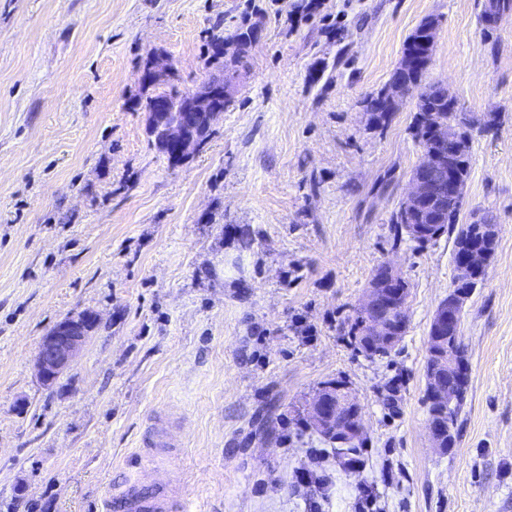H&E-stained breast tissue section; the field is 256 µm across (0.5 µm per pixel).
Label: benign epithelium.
<instances>
[{
	"label": "benign epithelium",
	"instance_id": "7a95c632",
	"mask_svg": "<svg viewBox=\"0 0 512 512\" xmlns=\"http://www.w3.org/2000/svg\"><path fill=\"white\" fill-rule=\"evenodd\" d=\"M512 14V9L502 0H486L483 22L489 28H497L502 18ZM434 49L433 41L418 37L412 41V50L405 65L427 68ZM172 62L160 52L152 53L145 62L142 82L150 88L166 82L173 74ZM238 72L227 77L211 78L208 81L182 92V108L172 113L169 98L162 92L155 94L151 112L148 113L147 131L165 149H175L174 156L183 160L199 143L202 133L212 127L214 121L233 101V89ZM382 96L399 103L406 93L402 82L391 78L382 89ZM422 124L430 131L435 148L423 150L419 166L411 174L408 190L401 200V209L412 213L415 208L426 205L434 207L446 199L462 201L466 183L456 171L460 166L465 143L461 141L456 124H443L436 120L435 113L424 112ZM489 261V252L483 244H468L455 265V278L462 283H471ZM400 274L390 265H383L366 289L361 308L362 336L371 349H392L402 340L407 331L408 319L405 310V290L387 289L400 280ZM468 293H451L437 307L433 317L436 348L431 350L433 364L426 373L432 400L443 407L453 406L459 393L455 387L444 385L441 372L456 367L455 360L448 357V338L461 336V317ZM99 319L89 312L71 315L56 324L42 337L36 357V369L42 382L49 386L74 363L77 353L89 339ZM308 416L316 429L335 439L338 444H352L364 434L360 404L352 392L345 397L336 396L329 388L316 393L308 406ZM429 435L433 447L444 452L450 446V432L433 423L429 424Z\"/></svg>",
	"mask_w": 512,
	"mask_h": 512
}]
</instances>
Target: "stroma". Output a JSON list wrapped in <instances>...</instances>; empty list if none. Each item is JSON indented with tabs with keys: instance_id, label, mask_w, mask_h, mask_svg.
I'll use <instances>...</instances> for the list:
<instances>
[{
	"instance_id": "1",
	"label": "stroma",
	"mask_w": 512,
	"mask_h": 512,
	"mask_svg": "<svg viewBox=\"0 0 512 512\" xmlns=\"http://www.w3.org/2000/svg\"><path fill=\"white\" fill-rule=\"evenodd\" d=\"M482 5L0 0V512H97L133 478L174 480L191 512H512V15L487 36ZM427 18L419 87L474 120L459 221L499 226L463 312L469 387L445 453L424 370L454 236L420 244L392 222L420 156L416 95L383 126L364 107ZM247 30L231 106L170 161L131 108L148 54L186 90L218 72L212 34ZM386 263L410 286L408 328L370 358L348 331ZM81 311L99 325L43 385L42 337ZM336 379L363 408L357 469L306 421ZM156 425L177 443L161 471L143 446Z\"/></svg>"
}]
</instances>
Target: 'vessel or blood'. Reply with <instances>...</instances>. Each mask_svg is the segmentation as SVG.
Segmentation results:
<instances>
[{"label":"vessel or blood","mask_w":512,"mask_h":512,"mask_svg":"<svg viewBox=\"0 0 512 512\" xmlns=\"http://www.w3.org/2000/svg\"><path fill=\"white\" fill-rule=\"evenodd\" d=\"M104 512H188L187 502L174 483L162 482L146 490L135 483L114 487L103 502Z\"/></svg>","instance_id":"b4317fda"}]
</instances>
